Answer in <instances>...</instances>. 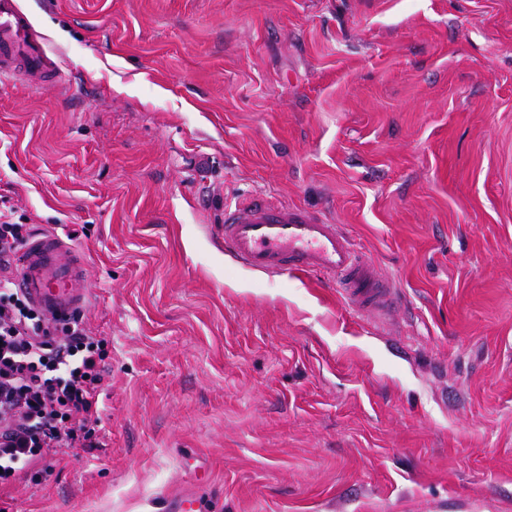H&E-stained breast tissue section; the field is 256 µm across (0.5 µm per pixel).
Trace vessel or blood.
Here are the masks:
<instances>
[{
    "label": "vessel or blood",
    "instance_id": "b4317fda",
    "mask_svg": "<svg viewBox=\"0 0 512 512\" xmlns=\"http://www.w3.org/2000/svg\"><path fill=\"white\" fill-rule=\"evenodd\" d=\"M18 72L48 85L61 76L16 0H0V77ZM218 235L225 252L247 267L278 276L297 272L313 277L336 290L356 313L389 315L398 306L396 288L376 273L341 226L304 207L254 195L225 207ZM16 261L17 288L47 317H71L88 302L83 267L59 234L28 240Z\"/></svg>",
    "mask_w": 512,
    "mask_h": 512
}]
</instances>
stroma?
<instances>
[{"instance_id":"1","label":"stroma","mask_w":512,"mask_h":512,"mask_svg":"<svg viewBox=\"0 0 512 512\" xmlns=\"http://www.w3.org/2000/svg\"><path fill=\"white\" fill-rule=\"evenodd\" d=\"M0 210L110 343L100 444L0 512H512V0H17ZM260 193L391 280L360 317L214 240ZM23 72L47 85L55 86L61 73L49 49L37 38L28 17L16 0L0 1V77Z\"/></svg>"}]
</instances>
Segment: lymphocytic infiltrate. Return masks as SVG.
<instances>
[{
  "instance_id": "lymphocytic-infiltrate-1",
  "label": "lymphocytic infiltrate",
  "mask_w": 512,
  "mask_h": 512,
  "mask_svg": "<svg viewBox=\"0 0 512 512\" xmlns=\"http://www.w3.org/2000/svg\"><path fill=\"white\" fill-rule=\"evenodd\" d=\"M31 234L0 211V488L52 452L94 446L108 373V342L83 315L57 325L14 288L13 256Z\"/></svg>"
}]
</instances>
